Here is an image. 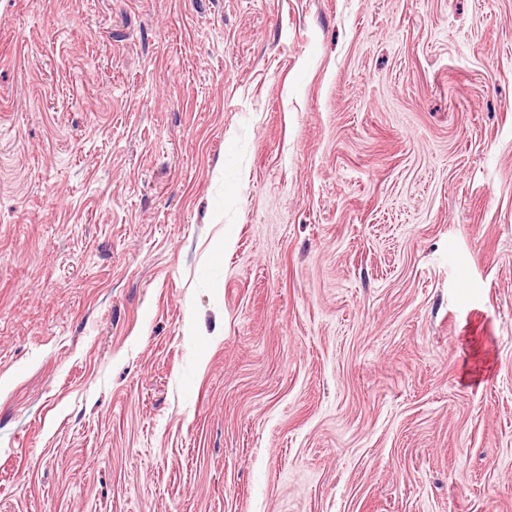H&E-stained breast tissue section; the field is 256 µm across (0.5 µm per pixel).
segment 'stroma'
I'll use <instances>...</instances> for the list:
<instances>
[{
    "label": "stroma",
    "instance_id": "stroma-1",
    "mask_svg": "<svg viewBox=\"0 0 512 512\" xmlns=\"http://www.w3.org/2000/svg\"><path fill=\"white\" fill-rule=\"evenodd\" d=\"M0 512H512V0H0Z\"/></svg>",
    "mask_w": 512,
    "mask_h": 512
}]
</instances>
